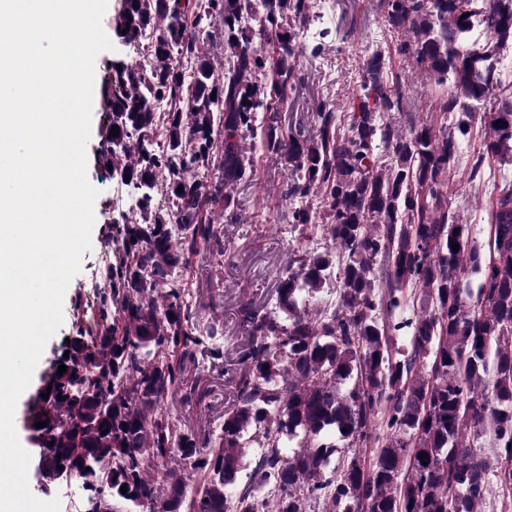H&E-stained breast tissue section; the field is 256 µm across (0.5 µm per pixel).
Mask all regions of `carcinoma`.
I'll use <instances>...</instances> for the list:
<instances>
[{
    "label": "carcinoma",
    "mask_w": 512,
    "mask_h": 512,
    "mask_svg": "<svg viewBox=\"0 0 512 512\" xmlns=\"http://www.w3.org/2000/svg\"><path fill=\"white\" fill-rule=\"evenodd\" d=\"M378 6L396 52L438 88L436 122L393 121L409 79L377 50L352 111L320 101L315 132L287 138L299 57L342 31L314 0H118L96 160L130 209L112 211L99 322L75 325L26 418L42 479L80 481L86 512H258L269 486L272 512H479L495 489L508 506L512 181L496 187L486 248L446 188L478 133L469 182L512 161V0ZM217 24L224 66L203 47ZM257 151L288 157V218L325 245L294 253L265 305L240 306L233 401L219 430L198 434L163 407L201 402L184 362L224 350L178 273L203 247L224 255L216 207L252 180ZM370 442L367 463L355 449Z\"/></svg>",
    "instance_id": "carcinoma-1"
}]
</instances>
